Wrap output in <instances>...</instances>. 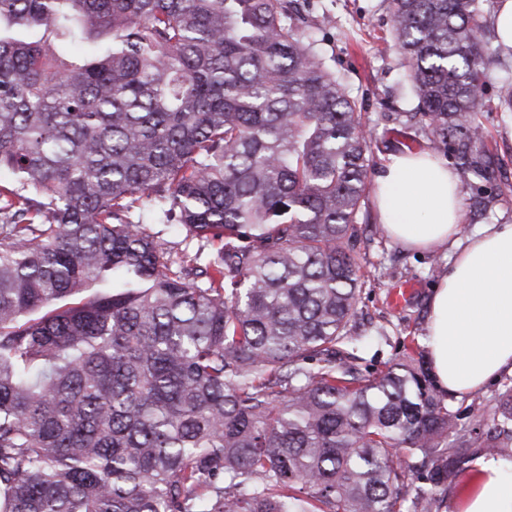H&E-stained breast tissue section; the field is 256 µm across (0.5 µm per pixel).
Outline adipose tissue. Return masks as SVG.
Listing matches in <instances>:
<instances>
[{
  "label": "adipose tissue",
  "mask_w": 512,
  "mask_h": 512,
  "mask_svg": "<svg viewBox=\"0 0 512 512\" xmlns=\"http://www.w3.org/2000/svg\"><path fill=\"white\" fill-rule=\"evenodd\" d=\"M377 221L417 250L452 248L429 302L427 349L441 392L467 394L512 374V224L464 235L457 176L426 150L390 155L373 183ZM460 512H512V461L479 459Z\"/></svg>",
  "instance_id": "obj_1"
}]
</instances>
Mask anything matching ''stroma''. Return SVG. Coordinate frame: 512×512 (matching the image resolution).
I'll return each instance as SVG.
<instances>
[{
  "label": "stroma",
  "instance_id": "obj_1",
  "mask_svg": "<svg viewBox=\"0 0 512 512\" xmlns=\"http://www.w3.org/2000/svg\"><path fill=\"white\" fill-rule=\"evenodd\" d=\"M303 14L320 41L328 64L343 75L347 91L373 131L368 176H375L388 153L427 150L440 159L447 152L430 141L406 114L412 96L401 56L391 34L388 0H301ZM512 80V61L492 65L483 87L484 108L478 115L496 178L479 182L459 176L465 207L464 232L485 224H512V112L498 107L496 90ZM355 250L362 259L363 284L354 327L360 336L361 375L373 377L401 358L405 346L426 349L428 303L448 267L443 251H417L391 241L366 207L357 226ZM410 283L414 293L404 305L390 301L393 289ZM512 376L505 374L474 394L448 395L459 424H473L471 408L494 401Z\"/></svg>",
  "mask_w": 512,
  "mask_h": 512
}]
</instances>
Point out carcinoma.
Segmentation results:
<instances>
[{"instance_id": "1", "label": "carcinoma", "mask_w": 512, "mask_h": 512, "mask_svg": "<svg viewBox=\"0 0 512 512\" xmlns=\"http://www.w3.org/2000/svg\"><path fill=\"white\" fill-rule=\"evenodd\" d=\"M296 2L0 0V512H403L512 447V388L464 429L415 353L356 368L372 131ZM389 9L488 179L482 0Z\"/></svg>"}]
</instances>
